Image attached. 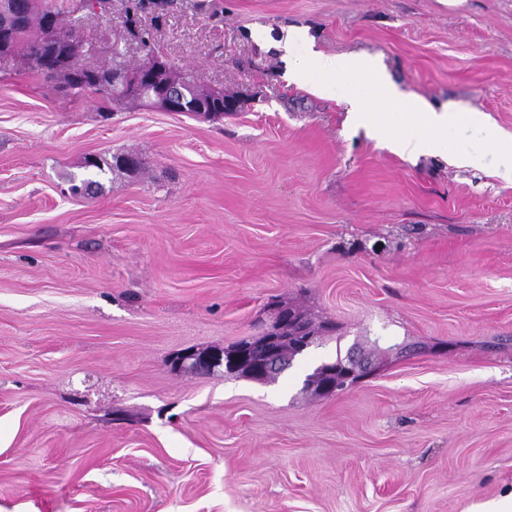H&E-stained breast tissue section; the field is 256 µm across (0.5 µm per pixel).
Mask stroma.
Wrapping results in <instances>:
<instances>
[{
	"label": "stroma",
	"instance_id": "35a3bbf8",
	"mask_svg": "<svg viewBox=\"0 0 512 512\" xmlns=\"http://www.w3.org/2000/svg\"><path fill=\"white\" fill-rule=\"evenodd\" d=\"M67 22L84 65L151 47L240 108L105 116L22 58L0 70V512H466L511 491L512 168L475 125L401 158L252 32L309 28L512 135V0H112ZM127 152L144 169L67 196L85 158ZM274 299L336 335L272 382L172 368L257 335ZM373 341L376 375L305 389Z\"/></svg>",
	"mask_w": 512,
	"mask_h": 512
}]
</instances>
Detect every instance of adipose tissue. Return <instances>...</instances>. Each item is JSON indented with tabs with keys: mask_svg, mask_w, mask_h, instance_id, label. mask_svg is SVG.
Instances as JSON below:
<instances>
[{
	"mask_svg": "<svg viewBox=\"0 0 512 512\" xmlns=\"http://www.w3.org/2000/svg\"><path fill=\"white\" fill-rule=\"evenodd\" d=\"M254 38L263 45L275 43L282 50V58L288 64L289 82L337 99L354 117H365L378 107L411 113L415 124L408 132H392L390 125L384 122L373 127L374 135L387 140L391 149L400 155L440 151L449 127L480 121L479 114L473 109L466 112L439 110L425 99L405 97L386 80L378 63L371 58L352 54L326 55L317 51L307 29H288L275 40L267 29L259 28L254 32Z\"/></svg>",
	"mask_w": 512,
	"mask_h": 512,
	"instance_id": "ef3b65f1",
	"label": "adipose tissue"
}]
</instances>
